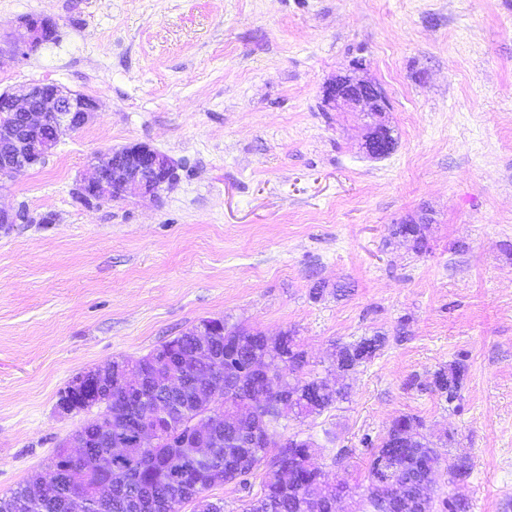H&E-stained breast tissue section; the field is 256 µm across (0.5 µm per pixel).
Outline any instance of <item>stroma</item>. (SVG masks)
<instances>
[{
    "label": "stroma",
    "instance_id": "obj_1",
    "mask_svg": "<svg viewBox=\"0 0 512 512\" xmlns=\"http://www.w3.org/2000/svg\"><path fill=\"white\" fill-rule=\"evenodd\" d=\"M30 14L58 37L1 68L0 91L57 83L99 109L0 190L26 213L0 232V494L87 420L56 411L73 376L222 317L295 330L321 373L335 341L387 334L347 400L284 435L363 487L362 438L418 416L454 437L435 498L512 512V0H0V29ZM357 60L389 101L380 159L361 114L322 103ZM133 143L171 157L176 183L79 202L91 156ZM422 216L418 254L390 227ZM459 358L454 410L423 384ZM458 454L472 473L455 486Z\"/></svg>",
    "mask_w": 512,
    "mask_h": 512
}]
</instances>
